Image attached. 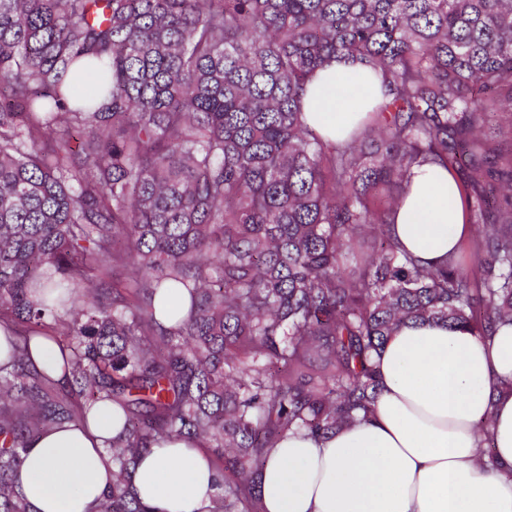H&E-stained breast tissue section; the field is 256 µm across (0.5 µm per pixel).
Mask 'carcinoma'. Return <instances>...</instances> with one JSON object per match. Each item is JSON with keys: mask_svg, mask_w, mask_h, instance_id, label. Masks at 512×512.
<instances>
[{"mask_svg": "<svg viewBox=\"0 0 512 512\" xmlns=\"http://www.w3.org/2000/svg\"><path fill=\"white\" fill-rule=\"evenodd\" d=\"M337 57L381 75L384 100L335 143L302 99ZM87 69L98 87L77 97ZM504 109L512 0H0V512H31L32 439L103 399L125 424L94 512H157L128 475L178 438L219 463L208 512H259L277 440L372 417L401 326L512 324V150L485 132ZM423 164L482 226L472 257L423 265L393 235ZM171 288L190 308L166 326ZM35 336L70 351L59 393L30 367Z\"/></svg>", "mask_w": 512, "mask_h": 512, "instance_id": "1", "label": "carcinoma"}]
</instances>
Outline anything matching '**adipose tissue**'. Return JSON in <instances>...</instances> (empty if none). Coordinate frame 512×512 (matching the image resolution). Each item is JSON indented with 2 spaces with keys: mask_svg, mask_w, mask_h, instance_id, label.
<instances>
[{
  "mask_svg": "<svg viewBox=\"0 0 512 512\" xmlns=\"http://www.w3.org/2000/svg\"><path fill=\"white\" fill-rule=\"evenodd\" d=\"M383 99L382 78L344 58L307 86L308 124L346 140L362 109ZM470 232L465 204L444 166L413 167L394 234L421 262L445 256ZM380 394L369 421L326 438L288 433L258 479L265 512H512V478L478 462V429L491 422L495 460L512 470V325L478 337L442 323L408 324L376 359ZM124 422L104 400L78 426L29 445L21 489L32 512H90L112 484L107 439ZM142 503L159 512H206L217 473L198 442L154 446L131 475Z\"/></svg>",
  "mask_w": 512,
  "mask_h": 512,
  "instance_id": "1",
  "label": "adipose tissue"
}]
</instances>
